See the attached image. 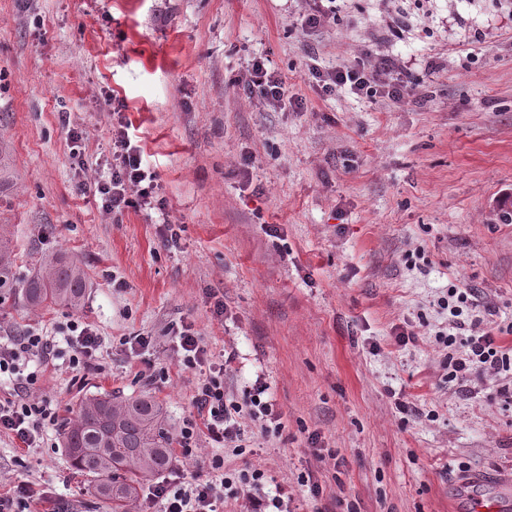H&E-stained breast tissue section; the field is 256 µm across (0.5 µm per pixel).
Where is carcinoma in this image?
Returning a JSON list of instances; mask_svg holds the SVG:
<instances>
[{"mask_svg":"<svg viewBox=\"0 0 512 512\" xmlns=\"http://www.w3.org/2000/svg\"><path fill=\"white\" fill-rule=\"evenodd\" d=\"M17 268L11 240L0 224V304L81 306L86 279L76 261L42 254L34 258L30 275H18ZM61 431L71 468L91 477L93 495L111 503L112 512H131L143 486L175 463L166 409L154 395H87L71 407Z\"/></svg>","mask_w":512,"mask_h":512,"instance_id":"1","label":"carcinoma"}]
</instances>
